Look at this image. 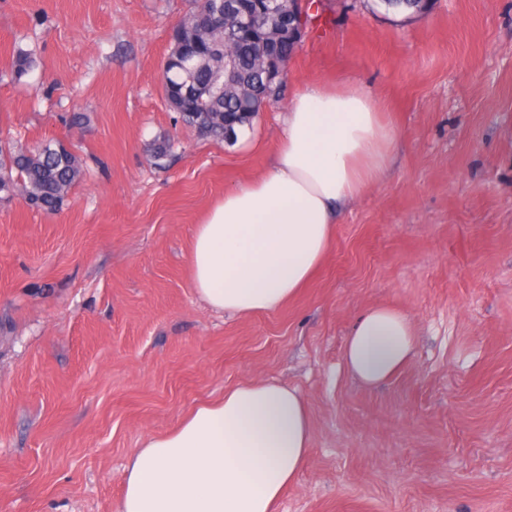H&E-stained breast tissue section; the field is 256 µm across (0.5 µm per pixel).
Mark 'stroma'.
<instances>
[{"label":"stroma","instance_id":"obj_1","mask_svg":"<svg viewBox=\"0 0 512 512\" xmlns=\"http://www.w3.org/2000/svg\"><path fill=\"white\" fill-rule=\"evenodd\" d=\"M188 8L0 0V138L84 161L57 213L0 197V512H118L146 436L253 379L297 388L313 428L277 512H512V0H320L288 92L358 83L399 135L311 282L243 317L197 297L191 244L266 171L288 103L232 142L183 124L162 64ZM371 305L405 313L417 346L368 387L342 351Z\"/></svg>","mask_w":512,"mask_h":512}]
</instances>
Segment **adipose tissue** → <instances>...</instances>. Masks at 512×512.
<instances>
[{
  "instance_id": "adipose-tissue-1",
  "label": "adipose tissue",
  "mask_w": 512,
  "mask_h": 512,
  "mask_svg": "<svg viewBox=\"0 0 512 512\" xmlns=\"http://www.w3.org/2000/svg\"><path fill=\"white\" fill-rule=\"evenodd\" d=\"M359 85L299 88L271 166L225 192L192 242L193 286L213 309L277 311L324 260L341 207L378 185L396 133ZM411 319L385 305L354 321L343 359L380 383L412 358ZM312 424L299 391L272 380L225 390L180 424L148 436L131 457L120 512H274L304 469Z\"/></svg>"
}]
</instances>
